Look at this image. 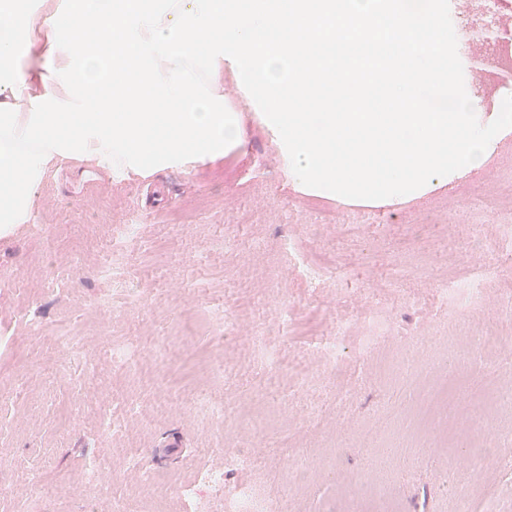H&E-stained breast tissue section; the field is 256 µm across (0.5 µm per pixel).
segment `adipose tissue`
<instances>
[{
    "label": "adipose tissue",
    "instance_id": "obj_1",
    "mask_svg": "<svg viewBox=\"0 0 512 512\" xmlns=\"http://www.w3.org/2000/svg\"><path fill=\"white\" fill-rule=\"evenodd\" d=\"M228 72L288 183L342 208L422 199L512 137L511 101L456 88L448 0H0V241L66 162L148 177L240 151Z\"/></svg>",
    "mask_w": 512,
    "mask_h": 512
}]
</instances>
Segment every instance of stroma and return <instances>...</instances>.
<instances>
[{
    "instance_id": "stroma-1",
    "label": "stroma",
    "mask_w": 512,
    "mask_h": 512,
    "mask_svg": "<svg viewBox=\"0 0 512 512\" xmlns=\"http://www.w3.org/2000/svg\"><path fill=\"white\" fill-rule=\"evenodd\" d=\"M510 37L512 26L502 19L469 51L448 38L466 64V87L489 109L512 97V83L492 78L504 67L495 48ZM224 98L242 116L243 152L151 177L69 163L40 186L34 223L0 242V266L14 273L12 283L0 284V485L13 493L0 512L28 503L42 512H90L98 500L131 493L143 495L148 512L150 499L168 497L197 459L223 465L226 441L247 413L263 434L252 467L236 481L282 493L292 439L335 464L334 475L310 482L289 512H379L380 502L360 484L370 469L387 480L402 512H455L456 482L431 438L421 440L426 457L419 464L391 443L370 458L361 449L379 426L395 429L414 401L393 359L414 357L417 338L455 322L430 297L432 284L497 257V221L486 219V245L476 250L467 244L470 216L490 198L512 212V150L480 180L401 207H375L372 222L347 224L346 209L288 185L276 146L229 73ZM288 237L311 259L324 248L345 277L308 290L282 248ZM71 266L67 287L46 292L51 273ZM106 267L123 274L141 300L117 319L102 309L113 296L111 279L98 274ZM363 288L376 289L395 336L364 359L344 360L334 378L311 369L310 391L322 399L316 427L281 417L292 382L287 371H250L248 351L203 323L207 313L246 310L247 323L269 327L282 359L296 361L308 332L347 317ZM63 336L80 348L79 361L61 357ZM127 341L142 354L130 370H114L110 349ZM164 342L173 351L161 359L155 351ZM206 359L223 362V373H200ZM202 389L224 403L222 423L196 403ZM104 404L117 425L106 436L98 425ZM92 455L105 477L86 484L81 475ZM489 484L496 512H512V473L471 468L474 501Z\"/></svg>"
}]
</instances>
